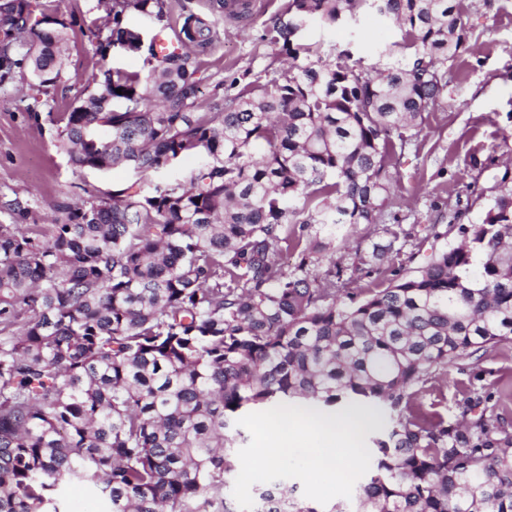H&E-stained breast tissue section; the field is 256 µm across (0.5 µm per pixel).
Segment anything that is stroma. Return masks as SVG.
<instances>
[{
  "mask_svg": "<svg viewBox=\"0 0 512 512\" xmlns=\"http://www.w3.org/2000/svg\"><path fill=\"white\" fill-rule=\"evenodd\" d=\"M31 2L35 12L50 5L59 18L75 17L83 25L70 29L65 71L37 113L27 109L39 94L34 77L25 74L15 85L0 88V224L14 221L4 207L10 200L30 209V223L47 225L58 204L121 189L136 179L127 166L104 171L77 168L55 143L56 120L80 96L84 77L96 69L90 30L103 16V6L98 0ZM258 2L255 14L242 22L216 12L213 0H171L174 29H181L191 14L213 28V41L201 55L197 73L199 111H211L231 80L243 72L257 78L265 69L281 68L278 48L265 32L288 0ZM458 7L467 23L465 51L449 70L448 86L422 132L406 147L396 167L390 212L410 232L411 240L394 263L407 269L419 266L433 251L459 243L453 231L433 237L430 225L447 228L452 214L461 224L481 223L485 212L481 194L495 185L504 162L512 159V0H458ZM306 38L352 47L369 68L378 61L376 48L402 42L403 33L367 12L354 24L310 29ZM387 240L379 224L344 226L336 240L335 258L350 263L354 254H367L373 244ZM477 380L512 407V341L499 344L481 359L463 357L436 371L421 400L449 421L459 420L462 394Z\"/></svg>",
  "mask_w": 512,
  "mask_h": 512,
  "instance_id": "obj_1",
  "label": "stroma"
}]
</instances>
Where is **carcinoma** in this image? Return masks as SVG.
<instances>
[{"mask_svg":"<svg viewBox=\"0 0 512 512\" xmlns=\"http://www.w3.org/2000/svg\"><path fill=\"white\" fill-rule=\"evenodd\" d=\"M365 9L413 52L386 46L371 73L349 47L305 42ZM134 13L169 26L168 0H108L99 73L56 145L139 179L59 204L47 234L17 200L0 224V512H63L72 482L108 512H237L236 420L278 404L382 408L388 425L351 498L325 511L259 484L253 512H512V423L493 393L467 390L466 423L417 403L434 371L512 340V172L421 266L385 263L410 237L398 224L370 258H333L336 228L385 221L398 152L465 49L456 0H288L273 26L286 67L202 115L210 23L186 22L172 51ZM31 16V0H0V87L28 72L47 93L77 21ZM117 47L147 76L108 65ZM184 157L198 159L188 180L153 182ZM362 274L375 287H354Z\"/></svg>","mask_w":512,"mask_h":512,"instance_id":"obj_1","label":"carcinoma"}]
</instances>
